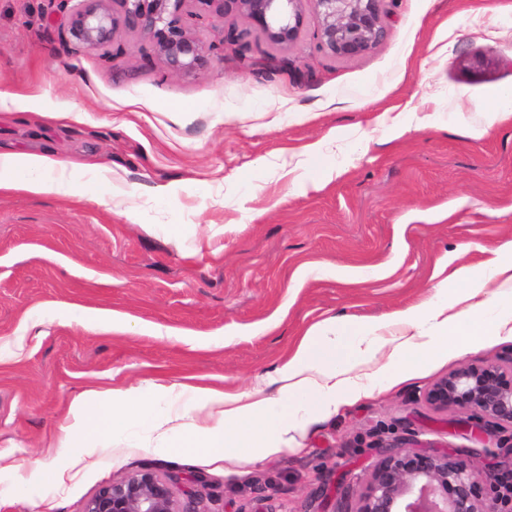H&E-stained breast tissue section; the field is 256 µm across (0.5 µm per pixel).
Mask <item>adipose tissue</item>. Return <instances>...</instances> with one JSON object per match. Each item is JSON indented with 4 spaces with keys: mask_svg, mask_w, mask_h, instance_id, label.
I'll return each instance as SVG.
<instances>
[{
    "mask_svg": "<svg viewBox=\"0 0 512 512\" xmlns=\"http://www.w3.org/2000/svg\"><path fill=\"white\" fill-rule=\"evenodd\" d=\"M64 162L53 153L0 152V191L39 196L88 197L87 189L57 179ZM454 291L393 311L379 322L347 317L309 328L263 389L224 391L206 386L156 383L76 397L57 439L53 474L89 463L92 448L149 428V442L185 462L204 458L233 463L242 453L272 457L293 432L325 420L342 406L414 376L419 359L447 356L500 332L512 334V241L479 266L459 264L449 277ZM187 405H180L182 395Z\"/></svg>",
    "mask_w": 512,
    "mask_h": 512,
    "instance_id": "obj_1",
    "label": "adipose tissue"
}]
</instances>
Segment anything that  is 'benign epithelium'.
<instances>
[{"instance_id":"obj_1","label":"benign epithelium","mask_w":512,"mask_h":512,"mask_svg":"<svg viewBox=\"0 0 512 512\" xmlns=\"http://www.w3.org/2000/svg\"><path fill=\"white\" fill-rule=\"evenodd\" d=\"M66 22L65 42L103 50L124 29L147 40L157 59L175 75L206 68L208 48L192 34L203 15L240 16L250 28L224 27V48L243 52L246 32L275 54L262 63L296 78L288 49L299 38L305 10L319 19V51L338 59L367 53L390 35L387 0H78ZM434 409L467 415L484 433L512 427V358L505 364L467 362L435 382L425 394ZM181 478L145 466L101 487L84 512H189L176 493ZM355 512H512V467L479 473L455 451L384 447L358 499Z\"/></svg>"}]
</instances>
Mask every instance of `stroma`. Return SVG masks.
<instances>
[{
	"label": "stroma",
	"instance_id": "stroma-1",
	"mask_svg": "<svg viewBox=\"0 0 512 512\" xmlns=\"http://www.w3.org/2000/svg\"><path fill=\"white\" fill-rule=\"evenodd\" d=\"M74 7L0 0V92L22 103L0 109V151L112 168L106 180L67 172L91 201L0 192V452L15 460L0 471V512H83L147 465L204 475L189 512H355L378 447L410 437L479 472L512 463V430L474 436L466 415L424 400L464 363L511 356L503 333L423 362L275 457L226 468L123 440L52 480L51 445L81 393L154 381L253 389L311 326L424 302L449 261L477 265L512 240V125L469 134L512 90V0H388L390 38L350 59L317 49L307 13L289 51L295 80L245 68L217 17L193 30L211 47L198 73L171 74L122 29L106 50L78 51L63 40ZM385 112L404 136L388 138ZM433 112L438 127H423ZM331 131L320 157L304 154ZM74 304L143 330L59 318Z\"/></svg>",
	"mask_w": 512,
	"mask_h": 512
}]
</instances>
